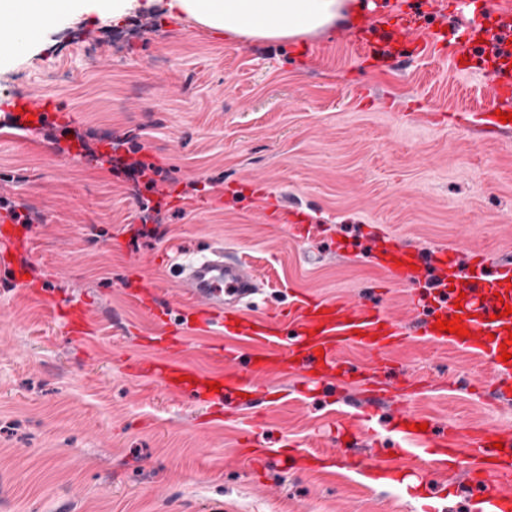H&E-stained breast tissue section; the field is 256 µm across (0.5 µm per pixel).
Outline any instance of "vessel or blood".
<instances>
[{"label": "vessel or blood", "instance_id": "1", "mask_svg": "<svg viewBox=\"0 0 512 512\" xmlns=\"http://www.w3.org/2000/svg\"><path fill=\"white\" fill-rule=\"evenodd\" d=\"M466 32L455 42L446 33L429 28L420 37L421 19L405 24L403 42L413 55L448 53L451 61L479 59L481 40L488 30L512 18V0H500L497 12L486 11L481 0H454ZM384 8L365 12L342 37L364 55H373V36ZM498 102L512 103V67L499 68L488 84ZM423 248L404 247L379 237L371 240L368 257L380 267L387 284L407 288L420 318L406 327L377 302H346L326 297L297 294L287 307L258 319L245 316L261 292L264 281L258 273L229 249L215 248L210 254L176 265V278L182 296L188 297L197 315V328L223 329L230 336H243L250 349L217 343L209 345L213 373L201 374L170 359H135L128 365L137 377L156 380L173 394L188 395L209 404L214 417H221L226 401L251 395L265 382L285 375L297 376L299 384L328 379L357 388L366 400L363 412H341L336 416V438L345 446L343 466L363 478H388L402 483L417 480L422 487L416 498L421 512H433L428 500L432 486L449 474L463 475L470 489L476 512H512V427L492 423L466 427L447 426L435 418L410 411L406 397L417 394L424 380L398 385L389 364L391 353L404 344L421 341L447 345L478 359L487 369L485 380L493 388L492 400L512 399V357L502 360V352L512 354V315H504L512 305V261L491 262L486 254H474L466 274H459L457 251L440 250L432 261L434 272L444 285L426 286ZM45 308L67 321L71 334H83L88 316L87 304L70 305L55 300ZM460 319L466 333L459 336L435 330L439 319ZM363 350L370 362L365 372L355 371L343 358L345 349ZM216 382L220 391H209ZM396 400L397 407L389 430L397 435L390 448L368 455L358 451L363 438L377 437L373 428L375 406ZM283 448L264 437L261 417H254L251 431L238 453L240 466L253 476H261L267 463L278 461Z\"/></svg>", "mask_w": 512, "mask_h": 512}]
</instances>
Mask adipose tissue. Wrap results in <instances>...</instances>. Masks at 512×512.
<instances>
[{"label": "adipose tissue", "instance_id": "adipose-tissue-1", "mask_svg": "<svg viewBox=\"0 0 512 512\" xmlns=\"http://www.w3.org/2000/svg\"><path fill=\"white\" fill-rule=\"evenodd\" d=\"M196 25L257 41H285L330 27L347 0H172Z\"/></svg>", "mask_w": 512, "mask_h": 512}]
</instances>
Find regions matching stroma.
<instances>
[{"instance_id":"obj_1","label":"stroma","mask_w":512,"mask_h":512,"mask_svg":"<svg viewBox=\"0 0 512 512\" xmlns=\"http://www.w3.org/2000/svg\"><path fill=\"white\" fill-rule=\"evenodd\" d=\"M158 7L155 32L135 37L83 8L40 19L19 51L0 53V97L38 90L79 129L144 130L150 154L176 170L162 222L143 224L130 184L107 169L39 132L0 138V194L41 217L10 226L14 257L0 265V512H415L405 486L338 468L273 465L254 481L235 461L254 412L277 440L333 454L334 412L359 411L362 397L329 382L307 398L288 376L212 419L128 372L127 359L157 355L149 339L160 330L129 292L153 285L178 323L170 265L221 243L266 280L253 314L285 307L292 292L371 300L383 272L332 249L348 224L432 250L450 244L463 262L476 251L512 260V134L486 139L458 120L498 110L489 73L431 54L406 71L376 66L340 38L360 11L260 42ZM192 180L204 190L187 191ZM272 203L303 211L311 231L270 223ZM46 290L88 302L83 337L36 301ZM392 358L429 381L413 411L512 425V403L475 396L485 374L475 358L418 341Z\"/></svg>"}]
</instances>
